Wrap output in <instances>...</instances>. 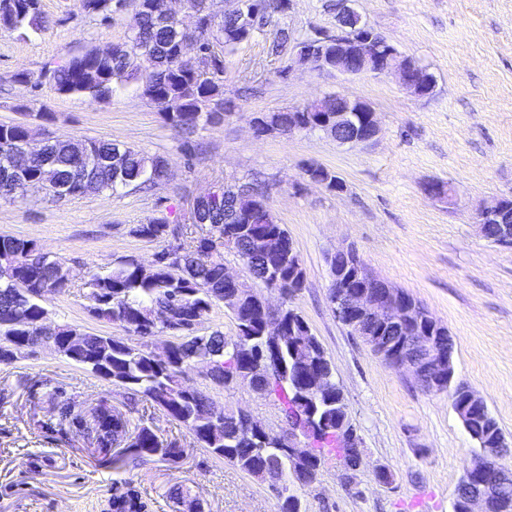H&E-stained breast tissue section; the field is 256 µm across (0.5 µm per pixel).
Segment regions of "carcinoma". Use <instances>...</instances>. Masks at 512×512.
Returning <instances> with one entry per match:
<instances>
[{"mask_svg": "<svg viewBox=\"0 0 512 512\" xmlns=\"http://www.w3.org/2000/svg\"><path fill=\"white\" fill-rule=\"evenodd\" d=\"M107 2L80 0V8L87 15L106 20L112 18L113 12L111 8L102 9ZM149 3L158 4L160 0H137L126 40L110 52L89 48L37 75L19 70L13 80L36 86L46 84L59 94H84L100 100L109 99L117 85L134 82L142 96L160 108L166 124L183 136L184 151L191 152V136L198 129L218 123L236 111L234 99L224 96V57L271 26L273 15L280 9L272 6L252 13L250 31L244 33L238 11L224 10V0H210L204 10L199 9L198 0H185L188 10L201 14L204 55L191 62L178 58L174 52L179 38L176 22L158 8H147ZM2 27L22 35L37 33L48 27V19L39 0H0ZM293 40L295 36L288 27L277 28L269 45L271 54L285 56ZM18 110L22 120L0 124V199L13 197L11 184L19 175L39 189L45 185L76 189V158L82 149L98 158L89 178L99 192L150 190L166 183V157L146 155L132 146L106 139L78 142L54 137L43 153L16 161L14 152L31 121L54 120L52 113L34 112L27 105ZM318 116L317 112H290L286 108L272 111L266 114V124L259 132L273 128L286 134L307 126ZM312 174L331 190L343 185L336 173L325 166H316ZM264 188L261 183L248 182L239 189L222 191L218 200L204 202L198 219L209 226L206 235L187 239L183 229L171 225L164 216L135 225L131 229L133 235L165 242L157 252L158 262L145 271L136 257L124 256L109 273H97L88 280L89 316L98 322L117 324L140 337L163 333L171 336L167 361H156L148 351L120 337L92 333L68 323L42 330L44 301L67 288L58 275L57 265L62 260L50 258L33 240L2 234L0 347L53 348L74 365L111 381L127 399L156 406L183 425L199 447L268 484L286 497L284 512H300V499L292 489L297 478L288 456L272 439L247 431L240 417L217 408L207 394L191 389L184 380L187 367L198 358L207 357L216 363V384L228 387L244 381L253 359L263 355L271 343L259 336L261 296H245L237 288L224 287L226 250L239 258L254 283L266 288L275 287L277 276L288 280L301 265L299 255H288L286 248L280 257L273 258L258 246V239L265 234L290 242L284 225L273 220L267 224L240 223L241 214L258 204ZM297 292L296 288L281 291L280 313L289 324L305 322L292 305ZM225 302L235 306L236 335L226 336L218 330L200 333L199 327L213 306ZM19 311L29 313V325L12 323V316ZM278 342L266 396L273 399L285 419L311 433L308 476L314 481L327 458L334 457L344 465L354 458L352 449L342 447L336 433V416L348 406L331 366L326 368L322 394L313 402L302 403L301 392L312 373L305 362L307 353L294 346L288 336L279 337ZM50 404L51 416L42 428L51 433L62 437L75 433L99 448H110L116 441L127 442L125 453L142 463L158 460L175 465L182 455L178 442L162 439L151 427H130V420L112 408L106 397L91 413L83 414L66 390L57 387L52 390ZM463 426L476 443L502 433L496 419L487 417L482 408L465 419ZM113 507L114 512H143L145 503L129 489L114 496Z\"/></svg>", "mask_w": 512, "mask_h": 512, "instance_id": "carcinoma-1", "label": "carcinoma"}]
</instances>
